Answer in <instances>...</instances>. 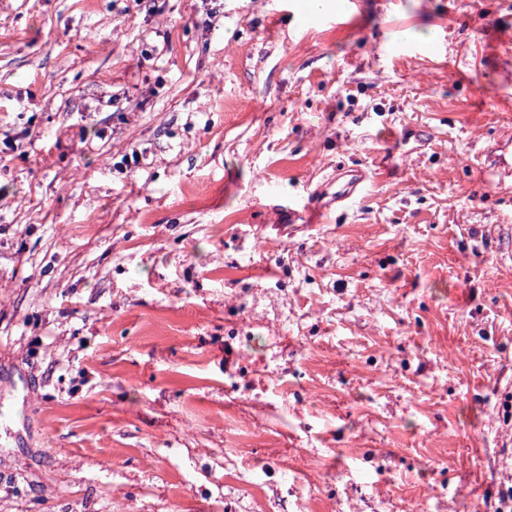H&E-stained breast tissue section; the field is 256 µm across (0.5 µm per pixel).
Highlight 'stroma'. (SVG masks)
I'll use <instances>...</instances> for the list:
<instances>
[{
    "label": "stroma",
    "mask_w": 512,
    "mask_h": 512,
    "mask_svg": "<svg viewBox=\"0 0 512 512\" xmlns=\"http://www.w3.org/2000/svg\"><path fill=\"white\" fill-rule=\"evenodd\" d=\"M508 137L512 0H0V512H499ZM485 164L490 171L492 180L498 185H505L512 179V150L509 144L498 145L484 154ZM366 171L350 170L336 172V205L355 196L368 179Z\"/></svg>",
    "instance_id": "obj_1"
}]
</instances>
